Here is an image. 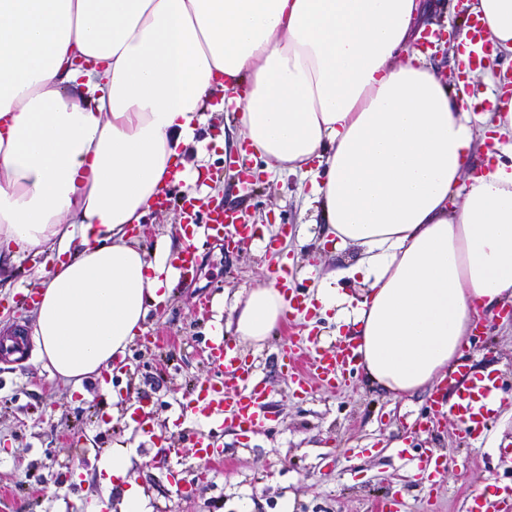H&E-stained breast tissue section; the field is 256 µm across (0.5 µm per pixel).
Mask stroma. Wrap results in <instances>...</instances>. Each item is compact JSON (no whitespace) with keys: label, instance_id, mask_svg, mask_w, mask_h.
<instances>
[{"label":"stroma","instance_id":"1","mask_svg":"<svg viewBox=\"0 0 512 512\" xmlns=\"http://www.w3.org/2000/svg\"><path fill=\"white\" fill-rule=\"evenodd\" d=\"M203 132L226 140L209 166L215 199L265 225L274 248L252 241L201 247L191 282H177L153 305L146 336L126 350L132 370L110 383L90 378L73 387L51 380L31 357L0 356V512H82L86 498L102 493L110 512H119L123 487L103 489L99 471L105 451L124 445L136 450L131 474L153 512H241L247 502L252 512H379L395 496L409 512H469L473 491L511 483L512 400L495 413L482 445L471 447L454 420L433 414L425 391L395 401L359 373L336 388L296 396L289 341L310 332L324 348L337 346L334 324L321 317L311 325L298 320L257 344H238L225 331V342L253 360L273 421L247 433L225 426L218 456L187 448L189 424L175 420L172 407L211 372L206 345L215 316L230 314L240 292L269 281L272 257L287 259L296 287L306 291L315 277L360 257L358 247H336L326 236L322 208L302 173L269 172L253 159L262 179L249 184L234 174L228 159L237 155L241 134L232 113H213ZM143 226L138 242L146 251L163 238L176 251L184 243L178 209L152 211ZM55 260L48 251L0 269V306L7 308L0 334L32 330L33 307L11 302L22 289L38 290L36 268ZM481 325L486 340L473 347L470 370H491L511 387L512 320L494 316ZM139 405L151 414L146 432L126 418ZM425 450L451 462L430 487L403 461ZM174 470L183 486L172 483Z\"/></svg>","mask_w":512,"mask_h":512}]
</instances>
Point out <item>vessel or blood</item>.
Returning a JSON list of instances; mask_svg holds the SVG:
<instances>
[{
    "label": "vessel or blood",
    "mask_w": 512,
    "mask_h": 512,
    "mask_svg": "<svg viewBox=\"0 0 512 512\" xmlns=\"http://www.w3.org/2000/svg\"><path fill=\"white\" fill-rule=\"evenodd\" d=\"M182 219L185 224L203 225L208 237L216 240H246L252 227L239 223L235 212L226 210L223 204L208 205L199 210L190 201L182 204ZM275 285L288 298V312L297 316L304 312V296L293 285L288 271H280L274 278ZM208 358L213 367L210 376L198 381L182 410L183 416L206 421L203 430L188 434L191 448L205 454L220 450V438L225 423L240 428L265 425V390L254 384V368L246 358L221 341L211 342L207 347ZM310 376L294 375L296 391L309 395L313 383L333 388L354 371L358 361L354 345L348 344L336 351L313 345L310 351ZM506 389L496 376L471 379L467 366H458L449 373L448 383L437 388L430 396L434 415L447 416L456 421L471 441L478 440L490 419L494 400L505 398ZM471 512H512V484L498 486L495 499H488L481 491L474 492Z\"/></svg>",
    "instance_id": "b4317fda"
}]
</instances>
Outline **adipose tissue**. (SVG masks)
Instances as JSON below:
<instances>
[{
    "label": "adipose tissue",
    "instance_id": "adipose-tissue-1",
    "mask_svg": "<svg viewBox=\"0 0 512 512\" xmlns=\"http://www.w3.org/2000/svg\"><path fill=\"white\" fill-rule=\"evenodd\" d=\"M493 52H512V0H474ZM425 0H0V262L56 249L39 271L34 337L52 379L99 376L145 330L180 272L131 231L169 185L223 147L201 137L223 91L241 136L286 172L322 171L327 233L362 250L315 299L395 400L446 380L480 320L512 302V165L468 173L474 124L512 140V76L476 112L414 43ZM268 283L241 292L234 334L287 319ZM131 451L104 469L122 512H151Z\"/></svg>",
    "mask_w": 512,
    "mask_h": 512
}]
</instances>
